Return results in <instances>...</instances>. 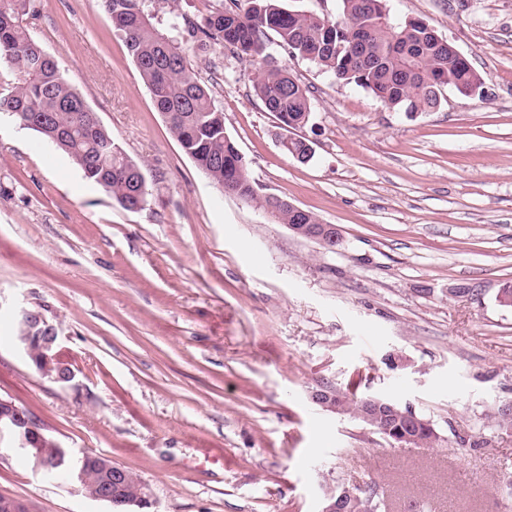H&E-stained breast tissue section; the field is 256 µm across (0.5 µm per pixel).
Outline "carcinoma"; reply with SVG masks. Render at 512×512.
<instances>
[{
  "label": "carcinoma",
  "mask_w": 512,
  "mask_h": 512,
  "mask_svg": "<svg viewBox=\"0 0 512 512\" xmlns=\"http://www.w3.org/2000/svg\"><path fill=\"white\" fill-rule=\"evenodd\" d=\"M146 0H102L115 30L124 35L129 55L148 88L157 110L182 149L215 184L228 186L240 199L262 209L275 208L278 224H316L311 212L293 214L288 203L257 192L248 163L224 132V112L215 104L211 89L189 69L188 55L198 42L212 43L259 64L253 91L265 109L289 133L283 151L291 158L307 153L298 123L311 112L310 91L287 69L268 60L270 37L291 57L309 60L342 84H355L392 109L409 114L427 112L441 104L445 90L463 95L482 88L480 74L469 61L456 55L454 45L424 20L393 16L387 0H339L340 16L290 9L282 0H230V6L191 19L174 16L170 32H160L145 10ZM32 0H0V112L16 116L66 153L84 176L125 209L141 208L147 190L141 166L114 142L85 100L62 75L54 57L30 35L24 18L34 17ZM41 332L24 317H17V338H30V364L51 376L39 362ZM330 393L328 411L362 419L365 399L323 386ZM379 409L390 430L386 438L407 432L416 446L432 448L439 439L430 419L393 400ZM68 449L51 439L37 444V453L62 471ZM90 488L106 479L101 456L89 454L84 466ZM143 481L132 470L119 492L121 498H139ZM377 486L341 487L349 512H377Z\"/></svg>",
  "instance_id": "carcinoma-1"
}]
</instances>
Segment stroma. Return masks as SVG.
I'll return each mask as SVG.
<instances>
[{
	"instance_id": "stroma-1",
	"label": "stroma",
	"mask_w": 512,
	"mask_h": 512,
	"mask_svg": "<svg viewBox=\"0 0 512 512\" xmlns=\"http://www.w3.org/2000/svg\"><path fill=\"white\" fill-rule=\"evenodd\" d=\"M483 80L408 115L271 47L311 92L301 164L254 95L253 62L207 45L189 66L259 194L337 225L336 250L225 194L154 106L100 0H34L58 61L148 196L121 207L64 153L0 116V397L73 453L137 473L154 512H322L327 489L377 481L381 512H512V0H389ZM61 327L72 385L26 361L14 310ZM328 382L412 407L441 439L390 445L310 398ZM0 495L33 512H112L20 452Z\"/></svg>"
}]
</instances>
